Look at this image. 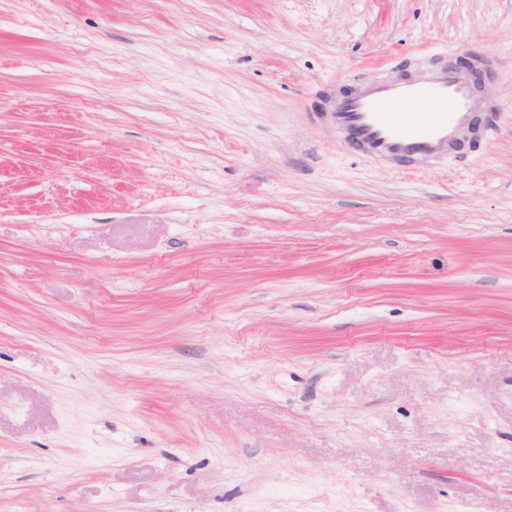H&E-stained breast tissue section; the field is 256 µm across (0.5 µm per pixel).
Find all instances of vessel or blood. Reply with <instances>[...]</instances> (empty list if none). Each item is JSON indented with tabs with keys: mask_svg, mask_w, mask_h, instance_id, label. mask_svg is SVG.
Instances as JSON below:
<instances>
[{
	"mask_svg": "<svg viewBox=\"0 0 512 512\" xmlns=\"http://www.w3.org/2000/svg\"><path fill=\"white\" fill-rule=\"evenodd\" d=\"M498 106L455 59L340 97L329 114L342 141L388 170L448 161L475 123L496 128Z\"/></svg>",
	"mask_w": 512,
	"mask_h": 512,
	"instance_id": "obj_1",
	"label": "vessel or blood"
}]
</instances>
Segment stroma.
Listing matches in <instances>:
<instances>
[{
  "mask_svg": "<svg viewBox=\"0 0 512 512\" xmlns=\"http://www.w3.org/2000/svg\"><path fill=\"white\" fill-rule=\"evenodd\" d=\"M498 57L388 171L313 113ZM512 512V0H0V512Z\"/></svg>",
  "mask_w": 512,
  "mask_h": 512,
  "instance_id": "obj_1",
  "label": "stroma"
}]
</instances>
